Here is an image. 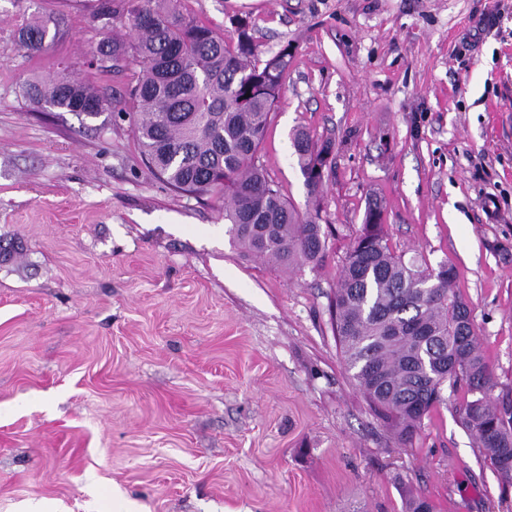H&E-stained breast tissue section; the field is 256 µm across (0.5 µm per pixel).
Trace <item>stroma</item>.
Returning a JSON list of instances; mask_svg holds the SVG:
<instances>
[{"mask_svg":"<svg viewBox=\"0 0 512 512\" xmlns=\"http://www.w3.org/2000/svg\"><path fill=\"white\" fill-rule=\"evenodd\" d=\"M102 0H0V512H512L459 422L465 386L400 445L344 363L330 301L369 198L391 250L457 272L493 398L512 410V0H181L260 56L289 49L259 149L299 210L294 129L334 144L317 266L244 255L219 201L166 184L130 117L35 106L86 64ZM59 34L19 43L32 15Z\"/></svg>","mask_w":512,"mask_h":512,"instance_id":"obj_1","label":"stroma"}]
</instances>
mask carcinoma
Instances as JSON below:
<instances>
[{"instance_id":"cac0c4a2","label":"carcinoma","mask_w":512,"mask_h":512,"mask_svg":"<svg viewBox=\"0 0 512 512\" xmlns=\"http://www.w3.org/2000/svg\"><path fill=\"white\" fill-rule=\"evenodd\" d=\"M110 19L128 20L129 37L105 36L89 65L115 72L139 66L137 83L118 102L133 121L148 164L173 189L224 200L233 245L284 268L316 264L327 234L318 198L334 145L302 128L292 146L313 212L300 214L258 160L269 116L283 88L288 60L259 57L244 18L237 39L199 23L180 0H114L102 4ZM49 28L36 17L19 31L21 46L40 51ZM28 97L89 117L112 102L91 85L62 72L33 84ZM454 268L437 269L393 253L383 207L368 204L360 233L347 251L330 303L345 364L384 425L402 443L443 403L445 385L466 386L471 399L461 425L502 482L512 484V416L492 397L493 370L480 351L468 305L455 293ZM405 512H435L425 496L410 495Z\"/></svg>"}]
</instances>
